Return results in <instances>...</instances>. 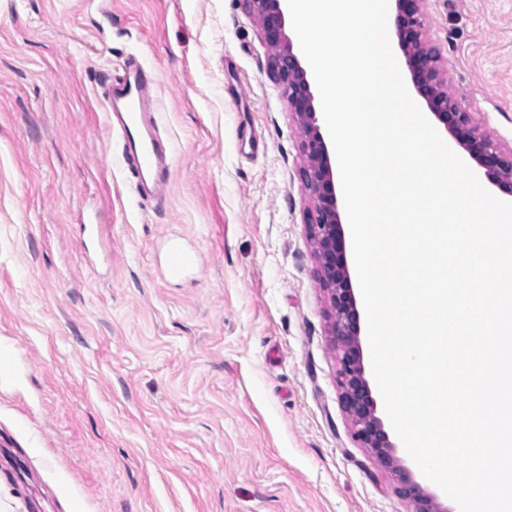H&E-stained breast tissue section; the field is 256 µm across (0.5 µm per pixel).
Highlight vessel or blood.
Segmentation results:
<instances>
[{
    "mask_svg": "<svg viewBox=\"0 0 512 512\" xmlns=\"http://www.w3.org/2000/svg\"><path fill=\"white\" fill-rule=\"evenodd\" d=\"M157 73L139 61H130L123 74L105 90L109 124L119 133L124 167L133 181L151 182L150 199L162 202L168 188V155L160 137L149 125L156 99Z\"/></svg>",
    "mask_w": 512,
    "mask_h": 512,
    "instance_id": "obj_1",
    "label": "vessel or blood"
}]
</instances>
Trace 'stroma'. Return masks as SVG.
Returning <instances> with one entry per match:
<instances>
[{
  "label": "stroma",
  "instance_id": "1",
  "mask_svg": "<svg viewBox=\"0 0 512 512\" xmlns=\"http://www.w3.org/2000/svg\"><path fill=\"white\" fill-rule=\"evenodd\" d=\"M449 94L512 146V0H425ZM243 0H0V512H414L352 435L304 133ZM159 76L167 202L100 79ZM196 262L166 272V240Z\"/></svg>",
  "mask_w": 512,
  "mask_h": 512
}]
</instances>
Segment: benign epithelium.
<instances>
[{
	"label": "benign epithelium",
	"mask_w": 512,
	"mask_h": 512,
	"mask_svg": "<svg viewBox=\"0 0 512 512\" xmlns=\"http://www.w3.org/2000/svg\"><path fill=\"white\" fill-rule=\"evenodd\" d=\"M261 23L262 37L272 50L270 76L282 86L288 107L305 134L303 149L309 164L303 170L306 189L315 200L308 213L311 236L319 246V278L328 293L332 315V339L337 345L340 400L352 422L353 437L385 467L400 476L399 493L415 503V512H438L434 497L413 482L399 465L376 404L364 377L359 340L360 315L351 288L336 185L327 145L321 133L313 95L291 39L285 33L283 0H244ZM424 0H395L394 32L404 65L417 95L444 130L485 170L500 190L512 194V151L483 134L472 121L464 101L448 95L439 72L438 54L425 38Z\"/></svg>",
	"instance_id": "obj_1"
}]
</instances>
